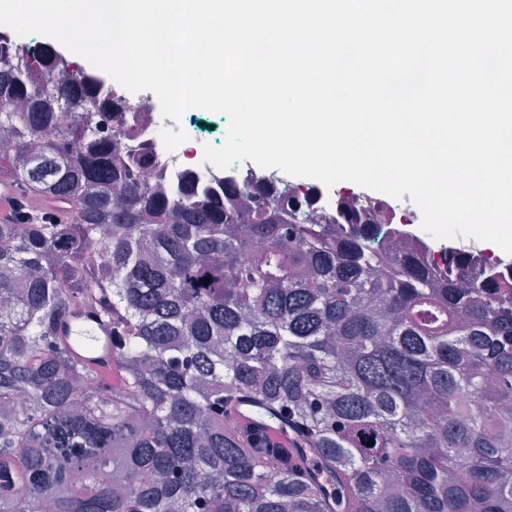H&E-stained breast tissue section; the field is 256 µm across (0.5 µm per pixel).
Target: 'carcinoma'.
Listing matches in <instances>:
<instances>
[{
    "label": "carcinoma",
    "mask_w": 512,
    "mask_h": 512,
    "mask_svg": "<svg viewBox=\"0 0 512 512\" xmlns=\"http://www.w3.org/2000/svg\"><path fill=\"white\" fill-rule=\"evenodd\" d=\"M0 45V512H512V262L396 256L358 194L146 185L125 102ZM112 325V380L55 336ZM300 437L293 468L232 410Z\"/></svg>",
    "instance_id": "cac0c4a2"
}]
</instances>
